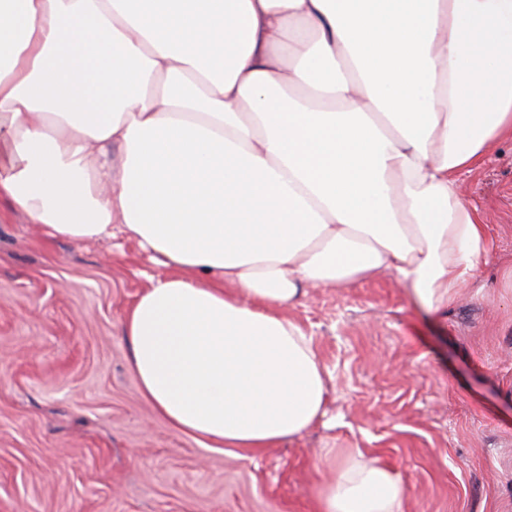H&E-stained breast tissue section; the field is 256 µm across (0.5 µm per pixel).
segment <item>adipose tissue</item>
Instances as JSON below:
<instances>
[{
    "mask_svg": "<svg viewBox=\"0 0 512 512\" xmlns=\"http://www.w3.org/2000/svg\"><path fill=\"white\" fill-rule=\"evenodd\" d=\"M504 138L512 0H0V199L169 269L121 331L143 396L212 448L323 416L280 313L307 289L387 273L450 306L491 255L459 175ZM320 459L319 512H403L400 473Z\"/></svg>",
    "mask_w": 512,
    "mask_h": 512,
    "instance_id": "adipose-tissue-1",
    "label": "adipose tissue"
}]
</instances>
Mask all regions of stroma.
<instances>
[{"label":"stroma","instance_id":"35a3bbf8","mask_svg":"<svg viewBox=\"0 0 512 512\" xmlns=\"http://www.w3.org/2000/svg\"><path fill=\"white\" fill-rule=\"evenodd\" d=\"M463 184L493 241L474 284L441 316L385 274L284 307L326 414L260 451L204 447L143 398L121 322L165 268L0 210V512H317L324 448L396 469L404 512H512V141Z\"/></svg>","mask_w":512,"mask_h":512}]
</instances>
